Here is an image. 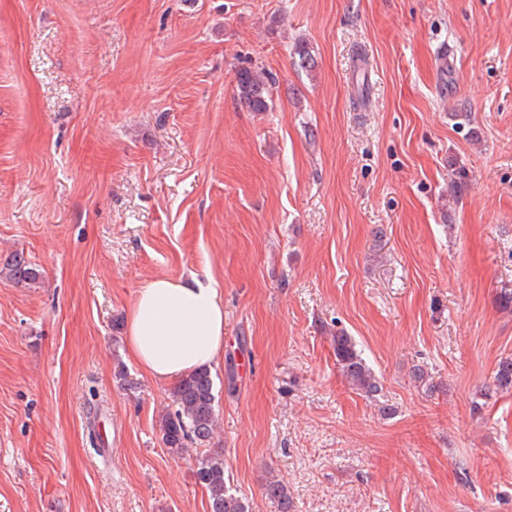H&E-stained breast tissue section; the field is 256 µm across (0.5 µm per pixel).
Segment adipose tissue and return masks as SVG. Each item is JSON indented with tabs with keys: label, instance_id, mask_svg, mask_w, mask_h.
<instances>
[{
	"label": "adipose tissue",
	"instance_id": "obj_1",
	"mask_svg": "<svg viewBox=\"0 0 512 512\" xmlns=\"http://www.w3.org/2000/svg\"><path fill=\"white\" fill-rule=\"evenodd\" d=\"M124 343L148 378L173 384L224 358V300L197 274L156 279L141 288L125 317Z\"/></svg>",
	"mask_w": 512,
	"mask_h": 512
}]
</instances>
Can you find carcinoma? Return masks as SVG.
Masks as SVG:
<instances>
[{
	"label": "carcinoma",
	"mask_w": 512,
	"mask_h": 512,
	"mask_svg": "<svg viewBox=\"0 0 512 512\" xmlns=\"http://www.w3.org/2000/svg\"><path fill=\"white\" fill-rule=\"evenodd\" d=\"M275 78L260 67H243L236 72L235 99L249 112H268L273 105L272 86ZM41 276L40 269L16 252L0 268V278L15 284L31 285ZM336 364L341 375L356 393L376 399L381 392L380 381L367 363L351 336L342 330L332 336ZM496 390L512 389V358L498 362L493 372ZM218 421L214 381L204 370L182 378L171 392V403L161 417L162 441L173 459H182L193 448L210 444ZM197 483L208 494L210 512H250L249 500L231 492L224 470V454L206 455L198 461ZM263 496L276 512H291L288 488L278 480L266 482Z\"/></svg>",
	"instance_id": "obj_1"
}]
</instances>
